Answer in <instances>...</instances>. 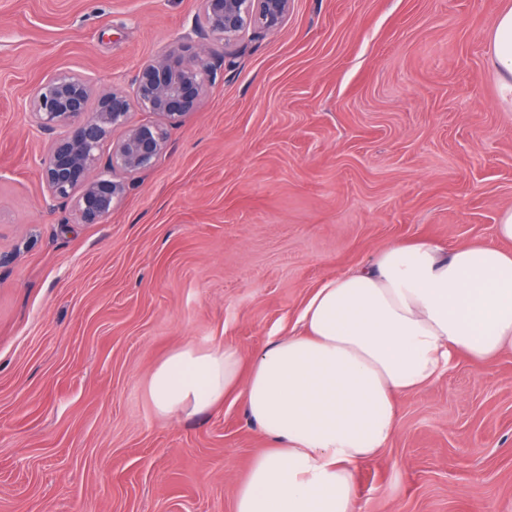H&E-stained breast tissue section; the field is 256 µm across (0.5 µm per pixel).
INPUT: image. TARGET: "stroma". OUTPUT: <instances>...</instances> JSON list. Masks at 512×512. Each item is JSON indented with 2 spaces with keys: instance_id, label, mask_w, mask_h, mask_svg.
I'll return each instance as SVG.
<instances>
[{
  "instance_id": "obj_1",
  "label": "stroma",
  "mask_w": 512,
  "mask_h": 512,
  "mask_svg": "<svg viewBox=\"0 0 512 512\" xmlns=\"http://www.w3.org/2000/svg\"><path fill=\"white\" fill-rule=\"evenodd\" d=\"M512 0H292L230 43L201 0H0V512H234L268 442L242 399L158 417L186 342L251 359L315 288L390 243H495L512 105L488 62ZM215 62L201 107L99 224L41 179L26 101L56 70L131 90L181 39ZM360 512H512V353L401 397L356 472Z\"/></svg>"
}]
</instances>
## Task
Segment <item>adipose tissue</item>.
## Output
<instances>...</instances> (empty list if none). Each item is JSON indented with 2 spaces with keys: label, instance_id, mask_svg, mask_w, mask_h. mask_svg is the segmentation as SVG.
<instances>
[{
  "label": "adipose tissue",
  "instance_id": "ef3b65f1",
  "mask_svg": "<svg viewBox=\"0 0 512 512\" xmlns=\"http://www.w3.org/2000/svg\"><path fill=\"white\" fill-rule=\"evenodd\" d=\"M492 70L512 98V7L492 28ZM498 245L445 249L391 243L373 261L316 288L300 331L240 350L186 343L154 368L148 394L163 418L241 397L270 442L235 492L234 512H360L354 467L399 428L400 396L440 379L460 357L512 351V207Z\"/></svg>",
  "mask_w": 512,
  "mask_h": 512
}]
</instances>
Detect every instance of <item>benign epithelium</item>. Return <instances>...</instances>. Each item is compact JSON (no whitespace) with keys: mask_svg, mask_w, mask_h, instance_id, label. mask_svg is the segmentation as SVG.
<instances>
[{"mask_svg":"<svg viewBox=\"0 0 512 512\" xmlns=\"http://www.w3.org/2000/svg\"><path fill=\"white\" fill-rule=\"evenodd\" d=\"M292 0H202L196 27L226 43L248 29L273 32L288 20ZM217 65L180 43L144 61L133 92L95 87L69 71L47 74L30 98L32 122L43 133L66 129L52 139L43 162L42 179L57 199L74 200L85 224H98L112 212L126 185L114 178L90 177L100 160L101 145L115 128L125 136L112 144L111 165L133 175L148 168L168 146L160 124H135L132 113L152 112L173 120L196 111L215 83Z\"/></svg>","mask_w":512,"mask_h":512,"instance_id":"7a95c632","label":"benign epithelium"}]
</instances>
